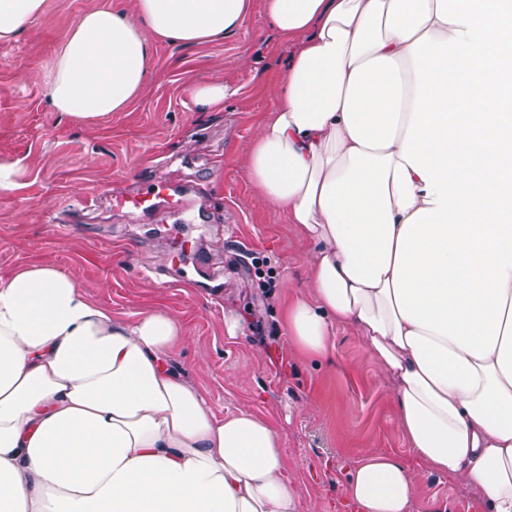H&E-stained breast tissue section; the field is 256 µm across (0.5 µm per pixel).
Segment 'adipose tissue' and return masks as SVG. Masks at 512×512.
Segmentation results:
<instances>
[{
	"instance_id": "obj_1",
	"label": "adipose tissue",
	"mask_w": 512,
	"mask_h": 512,
	"mask_svg": "<svg viewBox=\"0 0 512 512\" xmlns=\"http://www.w3.org/2000/svg\"><path fill=\"white\" fill-rule=\"evenodd\" d=\"M44 0H0V40ZM84 13L48 70L75 123L129 107L152 41L198 44L248 0H135ZM294 47L246 150L263 200L312 245L310 294L287 310L306 356L354 326L393 387L427 470L512 512V0H265ZM173 315L113 319L68 273L0 276V512H299L280 432L217 416L168 367ZM391 454L350 469L358 512H410Z\"/></svg>"
}]
</instances>
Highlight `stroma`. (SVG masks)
<instances>
[{
    "instance_id": "stroma-1",
    "label": "stroma",
    "mask_w": 512,
    "mask_h": 512,
    "mask_svg": "<svg viewBox=\"0 0 512 512\" xmlns=\"http://www.w3.org/2000/svg\"><path fill=\"white\" fill-rule=\"evenodd\" d=\"M263 4L249 0L239 28L218 40H155L132 105L88 124L47 109L42 75L85 11L131 16L135 0H45L35 21L0 41V159L23 167L19 188L0 196V275L50 265L120 320L152 310L177 317L187 342L172 368L203 388L216 414L247 410L281 431L299 512H356L344 488L369 451L395 455L416 474L412 512L436 502L482 512L476 488L429 473L409 448L391 384L354 328L338 327L324 358L303 357L290 340L284 310L308 291L312 246L257 196L245 169V148L276 105L292 49ZM217 82L236 95L200 111L194 89ZM158 180L194 191L193 207L146 217L111 206L113 196ZM91 193L94 209L62 212ZM195 250L220 272L221 287L185 263ZM230 315L242 324L234 339L224 332Z\"/></svg>"
}]
</instances>
